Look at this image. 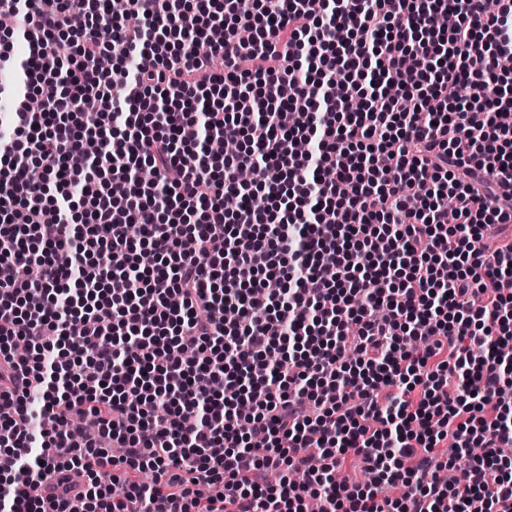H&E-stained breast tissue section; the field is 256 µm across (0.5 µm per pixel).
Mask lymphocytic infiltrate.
Masks as SVG:
<instances>
[{"label": "lymphocytic infiltrate", "instance_id": "lymphocytic-infiltrate-1", "mask_svg": "<svg viewBox=\"0 0 512 512\" xmlns=\"http://www.w3.org/2000/svg\"><path fill=\"white\" fill-rule=\"evenodd\" d=\"M497 6L0 0V512H512Z\"/></svg>", "mask_w": 512, "mask_h": 512}]
</instances>
